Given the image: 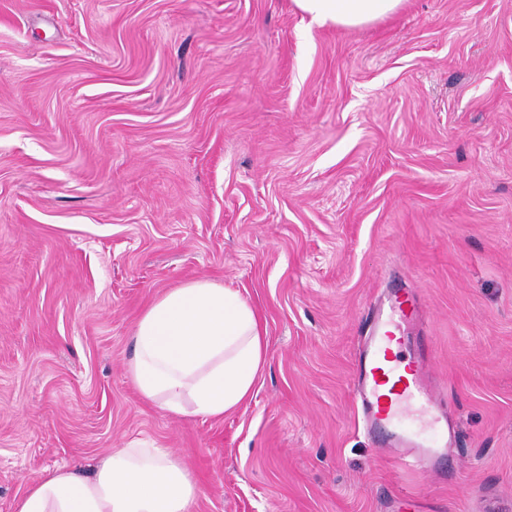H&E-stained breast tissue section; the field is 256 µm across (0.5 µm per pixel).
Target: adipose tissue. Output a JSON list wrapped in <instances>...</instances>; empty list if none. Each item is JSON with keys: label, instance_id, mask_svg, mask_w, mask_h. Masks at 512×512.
<instances>
[{"label": "adipose tissue", "instance_id": "adipose-tissue-1", "mask_svg": "<svg viewBox=\"0 0 512 512\" xmlns=\"http://www.w3.org/2000/svg\"><path fill=\"white\" fill-rule=\"evenodd\" d=\"M321 25L361 27L395 13L404 0H293ZM128 377L139 396L176 416L219 418L251 395L267 340L241 294L191 280L150 302L137 318ZM201 488L163 448L128 445L101 455L91 476L46 469L15 512H194Z\"/></svg>", "mask_w": 512, "mask_h": 512}]
</instances>
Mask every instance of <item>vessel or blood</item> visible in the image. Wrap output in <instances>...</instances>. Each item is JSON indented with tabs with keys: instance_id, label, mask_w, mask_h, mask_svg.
<instances>
[{
	"instance_id": "vessel-or-blood-1",
	"label": "vessel or blood",
	"mask_w": 512,
	"mask_h": 512,
	"mask_svg": "<svg viewBox=\"0 0 512 512\" xmlns=\"http://www.w3.org/2000/svg\"><path fill=\"white\" fill-rule=\"evenodd\" d=\"M416 309V299L406 293L379 300L369 333L361 344L352 389L366 429L380 437L378 453L430 471L449 457L455 442L439 436L423 443L412 427L401 423L402 418L412 416L440 425L449 417L428 383L427 355L414 350H407V357L399 355L409 341L404 329L413 321Z\"/></svg>"
}]
</instances>
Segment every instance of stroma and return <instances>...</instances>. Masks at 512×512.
I'll return each mask as SVG.
<instances>
[{
  "label": "stroma",
  "mask_w": 512,
  "mask_h": 512,
  "mask_svg": "<svg viewBox=\"0 0 512 512\" xmlns=\"http://www.w3.org/2000/svg\"><path fill=\"white\" fill-rule=\"evenodd\" d=\"M205 278L267 337L221 418L127 376L156 297ZM421 300L457 425L398 466L349 386L369 308ZM171 450L197 512H512V0L363 28L292 0H0V512L45 469Z\"/></svg>",
  "instance_id": "obj_1"
}]
</instances>
